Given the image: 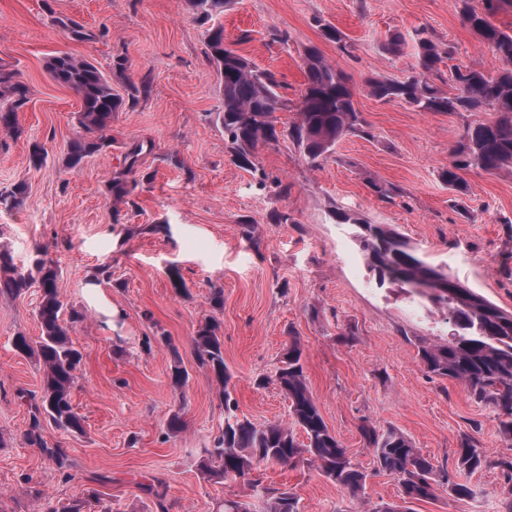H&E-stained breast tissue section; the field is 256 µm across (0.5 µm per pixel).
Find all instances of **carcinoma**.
Returning <instances> with one entry per match:
<instances>
[{
	"instance_id": "carcinoma-1",
	"label": "carcinoma",
	"mask_w": 512,
	"mask_h": 512,
	"mask_svg": "<svg viewBox=\"0 0 512 512\" xmlns=\"http://www.w3.org/2000/svg\"><path fill=\"white\" fill-rule=\"evenodd\" d=\"M186 9L204 27L205 57L217 73L223 90V107L217 121L224 129L233 160L239 166L260 175L261 185L271 181V193L277 199L288 197L290 185L269 178L258 161V151L279 141L275 113L288 109V98L281 93L285 85L269 68H259L224 41V26L213 18L224 12L229 0H184ZM462 18L469 29L492 51L498 66L489 71L481 66L465 65L455 69V92L447 94L435 83L440 64L454 55L453 47L441 48L427 28L411 34H390L383 50L396 55L407 42L415 49L416 64L412 75L404 78L368 77L367 93L383 101H398L419 112L463 114L492 112V121L469 122L452 150V161L440 172L448 189L463 194L467 181L463 173L482 171L489 174L512 169V30L502 29L494 17L512 0H481V7L461 0ZM57 24L72 40L89 41L104 37L107 31L94 33L72 17H59ZM322 36L347 53L352 45L344 33L331 23H319ZM46 69L57 83L74 90L80 97L77 115L78 136L69 142L63 158L73 170L86 160L112 146L106 131L113 112L124 103L113 93L112 76L103 73L93 62L68 52L48 58ZM304 83L295 117L287 128L308 163L315 165L331 154L336 143L347 135L372 138L370 125L355 107L351 78L332 66L315 46L305 48ZM28 102V89L14 70L0 68V132L18 137L21 134L17 114ZM137 152L127 155L125 170L110 178L105 195L136 206L132 199L139 182L127 176L133 173ZM28 195L26 181L20 180L0 189V209L19 207ZM340 224L357 228L356 237L367 267L379 284L397 286L412 297L448 311V338L439 343L422 342L418 355L430 376L448 379L463 386L470 399L492 408L498 415L500 430L512 440V312L463 285L447 270L427 263L399 232L388 224H370L336 213ZM60 273L50 262L36 260L34 268L17 269L10 254L0 251V295L19 297L36 287L40 302L36 317L40 327L37 340L18 335L15 350L34 356L43 367L44 381L40 395L28 399L29 423L25 442L42 451L60 469L72 466L66 449L52 446L44 439L43 422L71 434L85 433L83 419L74 410L72 390L82 353L71 334L85 318V312L66 308L60 300ZM198 366L214 375L224 386V431L212 449H204L200 470L210 480L245 478L263 499V512H299L298 495L286 488L263 483L262 467L272 464H313L321 474L354 498L366 488L369 474L356 464L342 443L326 425L306 383L300 342L292 340L280 360L275 381L288 396L293 425L270 422L257 425L236 414L237 404L229 385L232 375L224 362L222 322L214 315L199 327L194 338ZM170 367L174 385L182 387L188 371L182 366L175 347H170ZM262 378L258 385L272 381ZM303 439H298L296 430ZM360 432L366 446L373 450L375 473L392 477L397 483L398 499L382 502L375 512H413L412 504L433 500L441 489L459 499L471 498L475 491L458 481L459 474H472L497 467L507 472L512 482V458L488 460L475 440L464 438L456 458L455 473L438 466L422 449L394 428L380 429L362 423ZM84 501L63 503L48 501L45 512H83Z\"/></svg>"
}]
</instances>
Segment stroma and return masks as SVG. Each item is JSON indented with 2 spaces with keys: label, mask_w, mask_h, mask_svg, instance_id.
<instances>
[{
  "label": "stroma",
  "mask_w": 512,
  "mask_h": 512,
  "mask_svg": "<svg viewBox=\"0 0 512 512\" xmlns=\"http://www.w3.org/2000/svg\"><path fill=\"white\" fill-rule=\"evenodd\" d=\"M58 16L109 33L76 42L56 26ZM321 19L346 34L351 52L323 39ZM219 20L242 54L281 74L293 100L304 82V49L318 47L351 76L355 105L372 137H345L317 167L286 138L261 149L266 173L290 185L287 199H274L225 148L217 120L222 95L205 59L204 30L183 0H0V67L16 70L29 89L18 112L21 135L0 134V187L20 180L29 187L21 206L0 212V249L22 270L37 250H46L60 272L64 305L87 314L72 334L83 354L72 400L85 433L44 425L45 439L66 448L73 462L62 471L23 439L26 397L40 394L42 373L13 341L39 336L38 294L0 296V512H43L48 498L85 499L84 512H155L154 496L142 489L155 478L164 481L173 512H217L227 498L259 504L246 480L217 483L199 470L202 449L224 427L223 387L199 368L193 345L211 314L223 324L238 416L257 424L290 422L287 395L256 380L274 376L291 338H298L306 382L326 424L370 473L355 499L315 467H266V483L294 491L300 512H371L395 500L394 480L371 473L372 451L360 433L365 421L401 431L440 466L454 467L466 435L488 459L512 457L496 415L458 383L429 377L418 359L419 342L446 337V311L379 285L355 227L335 217L340 211L393 225L428 262L512 311V230L506 225L512 173H469L462 195L439 179L465 123L493 120V113L419 112L364 90L366 77L402 79L413 72L412 46L397 55L382 49L390 32L425 27L436 42L454 46L453 58L441 65L439 86L447 93L455 90V66H494L490 48L464 24L457 0H230ZM274 26L288 31L287 45L271 43ZM245 32L249 41L239 43ZM58 51L105 72L113 55L123 54L126 74L112 79L119 95L126 81L147 73L153 78L137 103L113 114L111 150L75 170L62 158L77 134L81 101L47 73L46 61ZM35 141L48 152L37 169L29 164ZM138 142L144 149L131 207L107 199L104 190ZM374 181L397 187L398 196L381 199L370 187ZM276 209L288 212L291 223H272ZM244 219L254 222L253 239L242 235ZM103 265L111 266L112 278L95 281ZM175 271L186 294L172 285ZM93 282L120 311L116 327L89 307L84 291ZM215 287L224 291L217 313L209 303ZM162 334L172 347L157 343ZM174 348L189 372L181 388L169 378ZM175 414L183 429L174 435L167 423ZM467 481L475 497L460 500L443 491L416 503L415 512H505L512 483L501 469H483ZM91 488L98 499H86Z\"/></svg>",
  "instance_id": "stroma-1"
}]
</instances>
